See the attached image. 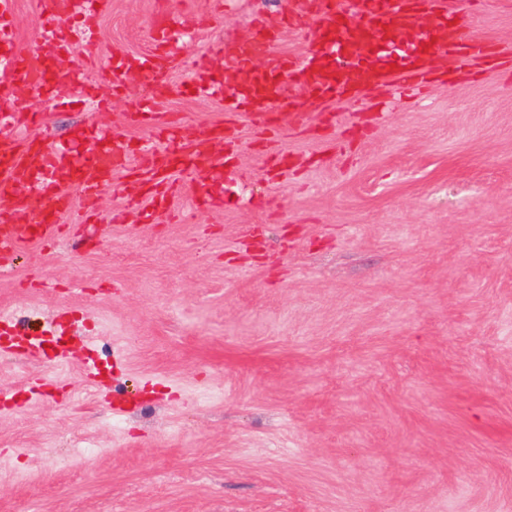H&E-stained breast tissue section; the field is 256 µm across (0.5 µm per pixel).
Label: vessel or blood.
I'll use <instances>...</instances> for the list:
<instances>
[{
  "mask_svg": "<svg viewBox=\"0 0 512 512\" xmlns=\"http://www.w3.org/2000/svg\"><path fill=\"white\" fill-rule=\"evenodd\" d=\"M37 4L45 25L25 47L13 36L14 0H0V77L8 86L40 97L53 89L58 59L69 50L72 30L63 18L77 5L73 0H37ZM289 21L307 35L302 54H273L278 32L261 18L254 20L250 36L212 46L210 60H220L225 72L245 77L225 103V112L259 118L274 111L281 101L288 108V120L300 126L307 115L293 99L283 98L284 82L308 89L321 101L353 99L364 87L389 83L415 96L429 83L436 54L453 57L464 47L476 55L489 51L484 43L466 41L460 27H449L446 11H438L431 23H424L418 0H294ZM191 23L184 13L165 16L153 33L151 49L134 60L112 51L113 95L125 93L122 72L130 63L157 89L166 88L177 60L172 29ZM376 36L391 41L397 50L364 63L360 49ZM190 85L201 98L221 93L208 62L197 64ZM136 109L153 121L156 135L154 142L136 153L129 150L127 133L119 127L90 123L78 129L68 144L59 146L40 136L20 134L18 121L0 126V196L13 204L12 209L0 212V268L24 249H53L68 234L75 212L73 190L95 197L111 187L112 174L118 170L138 179V189L125 192L124 198L127 206L138 210L145 225L154 223L158 206H172L181 194L183 187L175 177L184 159L191 164L195 204L216 203L213 186L224 178V162L202 151L200 145L223 139L228 148L238 147L236 130L206 125L193 142L182 136L173 115L154 112L151 99L141 100ZM17 210L37 212V233L13 222Z\"/></svg>",
  "mask_w": 512,
  "mask_h": 512,
  "instance_id": "b4317fda",
  "label": "vessel or blood"
}]
</instances>
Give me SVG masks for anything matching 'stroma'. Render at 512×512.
Here are the masks:
<instances>
[{
  "label": "stroma",
  "mask_w": 512,
  "mask_h": 512,
  "mask_svg": "<svg viewBox=\"0 0 512 512\" xmlns=\"http://www.w3.org/2000/svg\"><path fill=\"white\" fill-rule=\"evenodd\" d=\"M289 3L223 0L215 18L211 0H110L69 67L144 53L159 15H195L165 95L132 77L112 98L101 70L97 100L13 92L8 111L60 135L123 125L150 96L183 136L235 124L242 146L224 206L185 193L144 231L119 171L80 246L0 276L22 333L72 341L51 380L0 355V512H512V73L452 59L419 98L307 103L273 145L294 174L275 183L264 124L186 82L259 15L275 53L303 52ZM463 23L512 49V0H468Z\"/></svg>",
  "instance_id": "stroma-1"
}]
</instances>
